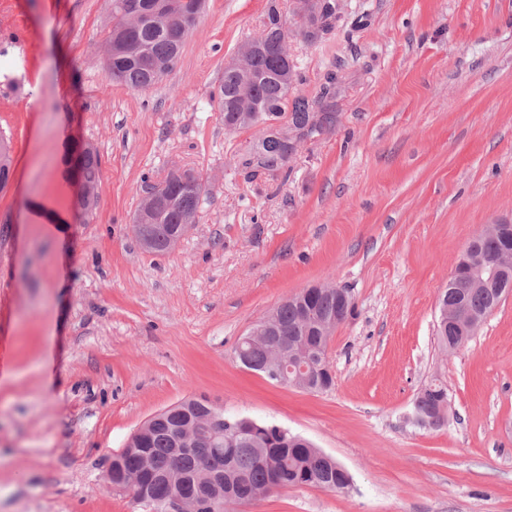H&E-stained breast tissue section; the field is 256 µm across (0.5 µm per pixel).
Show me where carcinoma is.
I'll use <instances>...</instances> for the list:
<instances>
[{"mask_svg":"<svg viewBox=\"0 0 512 512\" xmlns=\"http://www.w3.org/2000/svg\"><path fill=\"white\" fill-rule=\"evenodd\" d=\"M124 0H112V29L105 45L120 36L107 64L112 79L135 92L150 90L169 72L167 63L179 58L187 36L196 26L191 22L182 29L175 22L155 24L146 15L133 18L124 11ZM268 25L249 43L256 49L248 58L244 70H226L220 85L218 106L224 113V126L231 127L232 114L247 112L262 119L275 120L292 110L312 112L309 101L296 98L288 101V80L285 75L295 71V65L284 58L288 53V40L283 33L267 32ZM69 173L82 189L81 207L88 214L98 202L100 162L96 151L89 145H78L71 151ZM159 199L145 198L138 211L152 224L151 230L158 244L165 243L182 224L195 223L201 197L207 192L203 178L189 170H173L159 181ZM480 259L492 262L502 251L512 250V234L484 236L477 233L470 240ZM465 274L459 282L448 283L440 293L439 305L450 310L460 309L475 316H487L501 304L492 290L478 285H464ZM311 311L319 316L339 313L336 296L317 294L299 303L285 301L275 308L279 323L284 327L282 336L288 341L304 339L306 348L323 353L328 342L315 334L306 318ZM440 346L453 351L471 340V336L458 328L437 331ZM448 403V388L441 381H432L417 393L414 414L432 420L431 429L445 425L438 417L439 408ZM214 409L224 421V436H200L191 448L174 447L175 427L182 420L192 418L203 409ZM179 412L155 420L137 447L148 450L152 458V473L146 476L151 500L149 512H166L164 499L168 494L166 476L180 472L188 478L204 480L208 472L229 466L224 472V508L238 506L253 500V493L264 488L272 477H277L280 489L309 486L325 491L344 492L351 487L352 477L341 465L320 452L306 438L275 424L258 422L249 417L231 415L213 407L205 397H192L178 406Z\"/></svg>","mask_w":512,"mask_h":512,"instance_id":"carcinoma-1","label":"carcinoma"}]
</instances>
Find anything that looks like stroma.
Returning <instances> with one entry per match:
<instances>
[{
  "instance_id": "stroma-1",
  "label": "stroma",
  "mask_w": 512,
  "mask_h": 512,
  "mask_svg": "<svg viewBox=\"0 0 512 512\" xmlns=\"http://www.w3.org/2000/svg\"><path fill=\"white\" fill-rule=\"evenodd\" d=\"M277 6L207 0L171 72L145 93L109 76L112 0H0V512H142L104 480L156 412L204 396L312 441L351 474L336 493L274 492L238 512H512V297L463 348L434 335L474 234L512 223V0H341L315 41L290 37L292 96L337 72L333 125L275 175L225 128V64ZM100 155L81 216L66 144ZM191 170L196 224L164 256L133 216L146 183ZM351 293L310 393L244 368L253 324L314 284ZM448 387V423L415 427ZM443 404H447L448 407V388L441 380H434L418 391L413 413L423 420L434 419L428 429H440L446 423V419L441 420L438 417L439 408Z\"/></svg>"
}]
</instances>
